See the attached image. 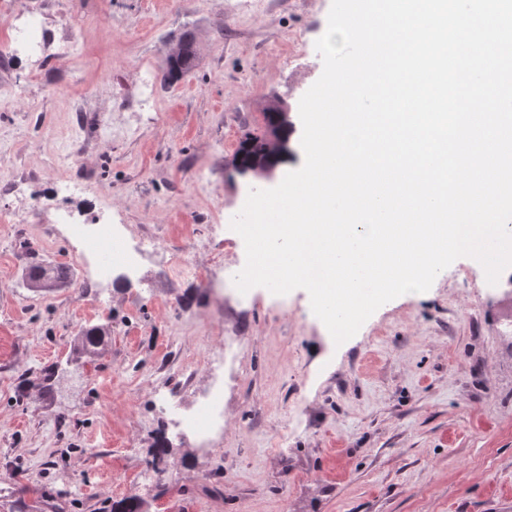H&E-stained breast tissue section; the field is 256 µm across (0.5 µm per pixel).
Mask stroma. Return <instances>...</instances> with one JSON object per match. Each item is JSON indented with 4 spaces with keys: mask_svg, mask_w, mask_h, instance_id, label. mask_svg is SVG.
<instances>
[{
    "mask_svg": "<svg viewBox=\"0 0 512 512\" xmlns=\"http://www.w3.org/2000/svg\"><path fill=\"white\" fill-rule=\"evenodd\" d=\"M331 2L263 0L254 13L241 0H18L79 43L36 74L0 53V91L18 97L0 112V181L17 187L0 195V512H108L128 496L144 512H512L511 286L458 258L338 345L306 290L231 282L246 262L230 227L238 198L303 165L302 132L287 169L267 176L240 175L236 152L263 135L270 103L298 117L323 71L315 42ZM188 30L197 64L166 84V49ZM59 152L81 192L58 194L46 160ZM105 190L113 223L147 248L131 278L92 284L49 219L63 207L101 222ZM181 250L217 268L212 287L170 266ZM38 264L66 266L67 283L28 288ZM89 325L108 329L92 361L76 351ZM218 353L224 429L204 445L158 400L196 410Z\"/></svg>",
    "mask_w": 512,
    "mask_h": 512,
    "instance_id": "stroma-1",
    "label": "stroma"
}]
</instances>
